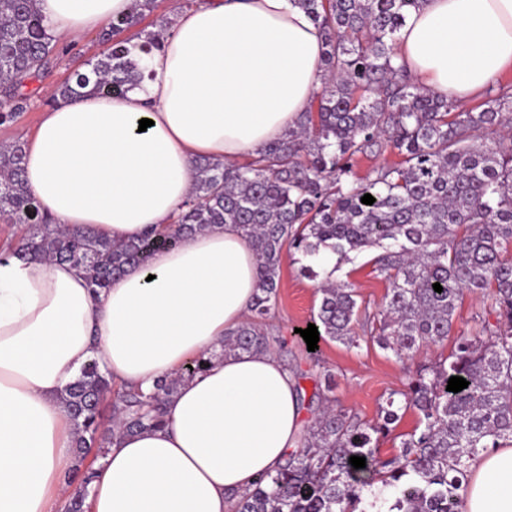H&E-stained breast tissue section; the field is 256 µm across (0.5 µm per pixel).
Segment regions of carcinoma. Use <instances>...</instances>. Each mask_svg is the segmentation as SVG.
I'll list each match as a JSON object with an SVG mask.
<instances>
[{
	"instance_id": "carcinoma-1",
	"label": "carcinoma",
	"mask_w": 512,
	"mask_h": 512,
	"mask_svg": "<svg viewBox=\"0 0 512 512\" xmlns=\"http://www.w3.org/2000/svg\"><path fill=\"white\" fill-rule=\"evenodd\" d=\"M293 2L321 32L325 81L313 110L260 159L199 160L175 231L112 241L53 223L24 185L23 143L0 144V216L28 226L8 253L70 262L102 290L126 266L148 265L184 235L234 224L254 248L258 295L251 318L224 336L222 354L269 350L276 341L264 326L275 315L286 250L302 257L305 275L321 278L311 320L319 339L354 347L363 341L401 361L452 340L447 357L418 365L407 390L390 394L374 424L338 404L336 377L324 371L313 393L322 411L297 450L241 494L235 509L381 512L378 505L387 503V512H462L458 489L470 457L512 446V83H491L472 109L416 84L398 62L396 34L420 0ZM153 9L154 0H132L104 33L109 51L55 85L44 103L65 102L80 89L123 95L140 86L150 77L143 57L160 48L167 25L142 29L133 40L116 36ZM58 56L37 0H0V125L30 107L23 89ZM385 153L399 160L357 174L359 157ZM366 193L373 204L361 203ZM370 248L380 250L373 273L387 284L386 304L376 312L360 308L352 283L314 269L323 250L342 262ZM467 294L482 297L484 308L471 316L472 328L456 334ZM202 369L194 360L148 394L122 389L107 428L98 408L112 381L95 364L84 370L65 396L79 468L62 512H84L94 460L114 428L133 434L161 426L165 399ZM452 376L468 387L447 391ZM411 408L419 425L402 435L399 453L382 457L381 442ZM352 456L366 458V467H352Z\"/></svg>"
}]
</instances>
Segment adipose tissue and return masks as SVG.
<instances>
[{"mask_svg":"<svg viewBox=\"0 0 512 512\" xmlns=\"http://www.w3.org/2000/svg\"><path fill=\"white\" fill-rule=\"evenodd\" d=\"M130 6L38 0L60 41ZM170 20L141 88L46 109L29 138L25 185L62 227L115 240L175 229L194 160L256 154L322 85L319 28L290 0H195ZM398 52L416 82L467 103L512 67V0H424L406 15ZM256 293L254 252L232 224L183 236L100 291L71 263L1 253L0 512H55L64 500L76 467L64 397L89 364L148 392L200 357L204 371L166 400L162 427L116 434L86 505L234 512L302 431L297 380L273 351L221 353ZM469 470L463 512H512V447L476 454Z\"/></svg>","mask_w":512,"mask_h":512,"instance_id":"ef3b65f1","label":"adipose tissue"}]
</instances>
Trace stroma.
<instances>
[{"label": "stroma", "instance_id": "obj_1", "mask_svg": "<svg viewBox=\"0 0 512 512\" xmlns=\"http://www.w3.org/2000/svg\"><path fill=\"white\" fill-rule=\"evenodd\" d=\"M67 51L40 79L39 88L62 82L78 69H84L87 60L100 55L105 46L97 32L90 31L78 39L67 42ZM375 249L353 255L340 264L334 277L354 284L363 302L370 310L382 309L385 304L386 284L375 277L371 260ZM301 263L296 255L284 254L281 264L279 300L272 333L278 341L273 349L280 361L302 372V385L313 392L321 371L328 370L338 380L336 395L349 413L364 421H377L379 409L389 393L405 390L418 363L447 356L451 344L443 342L424 348L415 360L401 361L391 353L375 346L353 348L326 340L319 344V362H312L305 346L296 335L297 329L306 327L319 304L315 281L302 275Z\"/></svg>", "mask_w": 512, "mask_h": 512}]
</instances>
